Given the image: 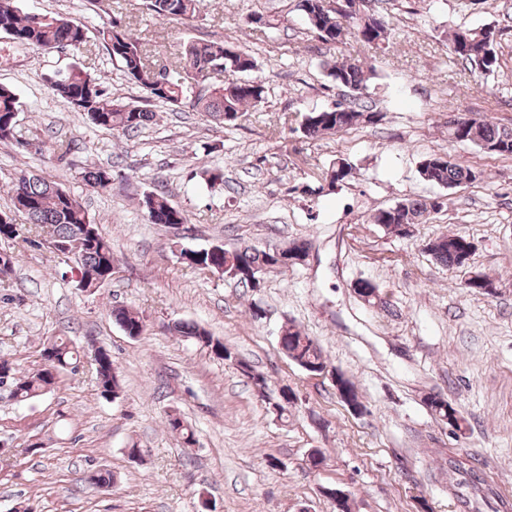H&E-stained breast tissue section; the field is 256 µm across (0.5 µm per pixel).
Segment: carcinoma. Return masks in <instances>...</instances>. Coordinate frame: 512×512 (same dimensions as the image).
<instances>
[{"label":"carcinoma","mask_w":512,"mask_h":512,"mask_svg":"<svg viewBox=\"0 0 512 512\" xmlns=\"http://www.w3.org/2000/svg\"><path fill=\"white\" fill-rule=\"evenodd\" d=\"M95 8L103 22L97 28L101 46L115 61L134 85L143 93L142 99L121 102L105 94L100 77L90 73L78 63H73L63 72L49 79L50 89L65 100L71 111L85 116L91 123L118 136L135 132L155 119L156 112L148 108L151 103L178 106L187 98L189 85L198 82L199 76L215 63L224 66V82L210 85L205 93L195 97L193 107L204 113L217 124L233 127L249 109L265 99L264 86L245 75L258 68V60L252 51L233 46L223 40L206 43L189 41L184 45L181 56L170 69L159 68L150 60V50L135 37L130 25L110 15L111 0H86ZM149 11L167 20L187 21L195 18L200 11L201 0H146ZM310 32L325 44L335 46L351 34L358 41L369 46H378L389 41L391 28L381 19L357 8L347 11L342 0H298ZM0 34L8 36L21 47H36L50 52L56 48H70L75 52L83 50L88 42V27L81 21L73 20L57 12L23 13L15 0H0ZM497 32L492 27L457 28L447 39L449 54L454 59L470 66L481 74H490L498 64L495 49ZM374 74V68L364 60L338 58L327 67V75L338 86L346 88L351 96L338 100L324 108L313 109L304 115L301 132L311 140L327 135H337L358 126L375 125L382 113L362 102L367 90V81ZM18 111L16 94L7 86L0 85V143L24 146L22 134L13 119ZM448 140L456 144H470L489 155L512 157V127L499 126L474 113H458L448 116ZM353 167L345 159L338 160L329 169L324 180L334 187L352 175ZM422 179L446 188H457L472 184L483 178V172L463 166L451 160L450 156L432 153L419 163ZM113 170L110 166H93L81 172V179L89 187L105 190L112 185ZM26 197L28 205L22 215L29 225H18V229L5 235V239L20 238L32 247L39 246L38 238L48 232L52 241L65 244L81 236L84 247L73 259L75 269L82 278L92 279L102 275L112 261V245L103 235L98 224L89 215L82 203L61 184L42 174L23 171L13 184L9 211H0V216H9L18 210L20 197ZM144 218L151 224H163L174 228L188 223L186 213L172 205L167 197L156 191H148L139 199ZM441 207L437 200L403 199L395 205L380 209L372 216L375 224L386 231L408 236L412 227L426 222L434 210ZM312 244L307 239H294L280 249L261 248L256 245L223 246L217 252L204 253L205 267L222 269V274H233V279L251 289L263 287V282L253 276L263 270L287 269L291 264L281 261L277 254L290 248L309 253ZM426 248L442 265L450 269L465 266L473 251V245L463 236L443 235L426 244ZM466 287L485 295L496 292L494 281L478 276L469 280ZM115 323L130 337H139L146 330L143 318L124 307L111 311ZM167 330L195 341L208 349L223 350L224 359L237 363L263 397H269L264 375L255 373L251 366L239 359L236 353L223 341L211 335L205 328L187 321H176ZM53 360L51 369L41 370L31 376H19L12 363L0 360V372H4L15 387L17 402H26L58 383L59 375L67 369H75L80 359L87 358L95 372L97 385L102 396L118 395L120 381L112 367V355L99 359L88 351H80L71 341L56 337L49 341ZM282 353L299 367L311 374L326 369V360L321 346L301 329L290 324L282 339ZM336 395L352 412L361 414L366 410L357 388L350 377L341 371L335 372ZM425 404L440 420L459 431L464 418L451 403L438 394L426 397ZM168 429L177 435L186 446L195 443L193 430L183 420L171 414L167 419ZM448 471L465 478L475 491H481L486 484L483 469L470 458L449 461Z\"/></svg>","instance_id":"carcinoma-1"}]
</instances>
